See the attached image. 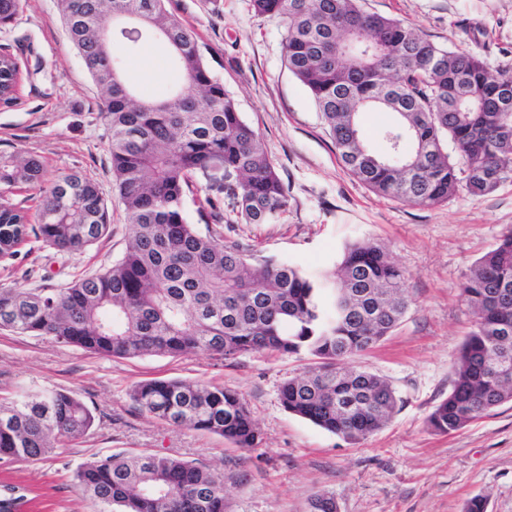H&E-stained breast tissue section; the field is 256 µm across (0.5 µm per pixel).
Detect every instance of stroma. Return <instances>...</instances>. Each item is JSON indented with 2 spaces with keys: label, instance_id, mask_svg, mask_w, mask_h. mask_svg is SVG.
I'll return each mask as SVG.
<instances>
[{
  "label": "stroma",
  "instance_id": "1",
  "mask_svg": "<svg viewBox=\"0 0 512 512\" xmlns=\"http://www.w3.org/2000/svg\"><path fill=\"white\" fill-rule=\"evenodd\" d=\"M451 52L480 56L512 72V0H359ZM172 15L197 37L212 73L260 134L288 189V209L270 224H227L225 244L301 267L332 272L346 244H382L408 274L410 306L391 336L353 363L385 378L400 402L379 432L357 443L289 414L280 385L310 364L306 355L256 353L224 361L188 357L99 356L46 336L0 329V392L52 388L93 411L89 433L36 462L0 463V479L39 496L42 512H100L73 488L78 464L116 451L165 452L224 474L232 512H309L311 497H332L338 512H464L473 496L486 512H512V403L453 434L426 420L447 397L453 363L475 316L461 294L470 265L512 226V178L493 192L459 190L421 207L384 198L351 176L336 156L309 91L290 72L281 18L255 15L249 0H170ZM16 59V99L0 105V151L36 156L45 182L77 171L95 180L111 215L108 236L76 254L40 241L0 261V289L47 293L110 267L124 252L128 216L112 178L99 90L61 19L59 0H26L0 52ZM125 78L143 98L169 96L178 77L165 44L115 47ZM223 385L246 399L261 433L245 453L223 437L162 424L138 412L130 388L151 379Z\"/></svg>",
  "mask_w": 512,
  "mask_h": 512
}]
</instances>
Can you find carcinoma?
Instances as JSON below:
<instances>
[{"label":"carcinoma","instance_id":"cac0c4a2","mask_svg":"<svg viewBox=\"0 0 512 512\" xmlns=\"http://www.w3.org/2000/svg\"><path fill=\"white\" fill-rule=\"evenodd\" d=\"M62 21L100 91L112 176L129 216L126 251L104 272L49 293L0 289V327L101 356L172 358L207 353L228 360L252 353L298 354L313 363L288 378L279 399L289 413L348 441L381 430L398 398L381 376L349 363L401 323L410 301L407 276L375 242L348 245L330 284L298 266L220 241V224H268L286 212L288 192L260 135L216 79L192 34L169 12V0H62ZM261 16L285 21L291 73L312 94L345 169L374 193L433 207L464 187L494 191L512 175V112L497 109L512 73L450 52L401 22L359 8L356 0H250ZM22 0H0V32ZM166 33L180 95L138 97L112 56L111 43L137 44ZM18 64L0 53V100L12 99ZM478 104L457 112L450 101ZM406 115L383 132L385 154L369 149L360 115L373 109ZM410 138L414 153L401 152ZM450 139L456 158L448 154ZM238 179L231 209L211 196L197 208L206 232L187 221L184 203L199 193L195 177L214 164ZM39 193L35 216L12 205L19 186ZM110 216L98 184L66 173L43 186L35 157L0 151V259L29 237L63 254L104 237ZM462 292L477 320L454 362L448 396L427 426L458 432L512 402V227L475 261ZM135 408L162 424L218 435L250 451L260 430L244 397L228 387L151 379L129 391ZM95 417L76 396L31 389L0 397V462L37 461L82 439ZM78 493L101 512H229L224 475L173 455L115 452L80 464ZM36 507L21 484L0 485V512ZM310 512H337L326 494Z\"/></svg>","mask_w":512,"mask_h":512}]
</instances>
